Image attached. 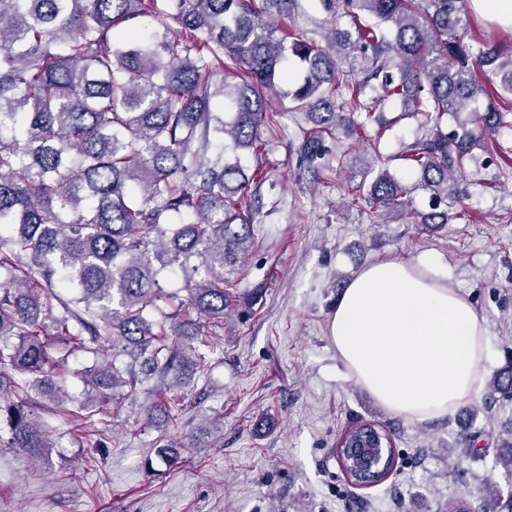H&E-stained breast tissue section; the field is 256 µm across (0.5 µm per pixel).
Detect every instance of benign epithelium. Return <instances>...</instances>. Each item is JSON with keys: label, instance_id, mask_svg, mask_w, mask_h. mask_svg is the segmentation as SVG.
Returning a JSON list of instances; mask_svg holds the SVG:
<instances>
[{"label": "benign epithelium", "instance_id": "benign-epithelium-1", "mask_svg": "<svg viewBox=\"0 0 512 512\" xmlns=\"http://www.w3.org/2000/svg\"><path fill=\"white\" fill-rule=\"evenodd\" d=\"M337 456L349 470V477L354 484L363 486L369 478L382 472L389 473L393 464V451L377 430H367L355 438L344 434L338 442Z\"/></svg>", "mask_w": 512, "mask_h": 512}]
</instances>
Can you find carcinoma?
<instances>
[{
	"label": "carcinoma",
	"instance_id": "obj_1",
	"mask_svg": "<svg viewBox=\"0 0 512 512\" xmlns=\"http://www.w3.org/2000/svg\"><path fill=\"white\" fill-rule=\"evenodd\" d=\"M336 18L358 26V40L334 29L327 45L304 32L291 44L278 21L301 0H0V436L7 448L49 458L54 443L35 411L63 409L84 421L110 414L125 387L172 374L204 377L208 353L175 336H206L237 302L224 271L253 238L255 201L238 151L258 149L260 131L276 126L268 93L284 84L294 112L312 124L298 146L308 168L325 142L354 115L378 103L407 102L427 137L406 150L419 184L448 200L414 213L439 228L456 201L448 179L488 132L512 123L499 101L512 98V54L466 42L463 0H322ZM156 14L164 31L126 23ZM367 15L372 23L362 21ZM371 51L366 80L340 60ZM229 59L239 82L214 81ZM497 93L479 131L450 132L441 121L467 110L481 93L474 68ZM231 112L220 121L214 109ZM232 156L224 157L225 138ZM375 153L376 175L364 201L372 212L405 205L406 188ZM176 268L186 297L161 288ZM191 309L196 318L179 319ZM112 360L84 371V401L63 407L53 391L56 349ZM165 464L181 460L157 444Z\"/></svg>",
	"mask_w": 512,
	"mask_h": 512
}]
</instances>
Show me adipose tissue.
<instances>
[{"label":"adipose tissue","instance_id":"adipose-tissue-1","mask_svg":"<svg viewBox=\"0 0 512 512\" xmlns=\"http://www.w3.org/2000/svg\"><path fill=\"white\" fill-rule=\"evenodd\" d=\"M330 337L357 383L413 421L447 416L482 383L486 330L471 302L404 261L371 264L344 288Z\"/></svg>","mask_w":512,"mask_h":512}]
</instances>
